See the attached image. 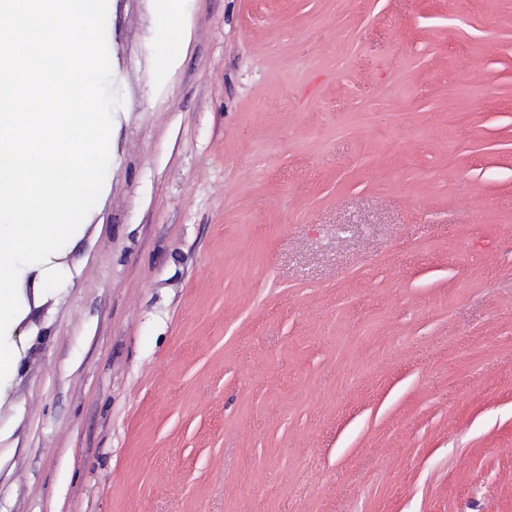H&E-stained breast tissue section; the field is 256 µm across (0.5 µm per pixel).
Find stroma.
<instances>
[{"instance_id": "stroma-1", "label": "stroma", "mask_w": 512, "mask_h": 512, "mask_svg": "<svg viewBox=\"0 0 512 512\" xmlns=\"http://www.w3.org/2000/svg\"><path fill=\"white\" fill-rule=\"evenodd\" d=\"M108 0L110 164L18 275L0 512H512V0ZM183 0H155V9L161 23L165 50L161 65L168 69L177 60L186 40V32L180 23Z\"/></svg>"}]
</instances>
